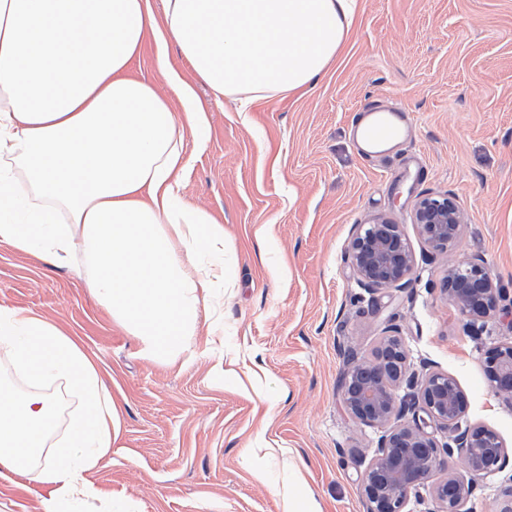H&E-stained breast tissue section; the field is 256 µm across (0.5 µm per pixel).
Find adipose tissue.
<instances>
[{
    "label": "adipose tissue",
    "mask_w": 512,
    "mask_h": 512,
    "mask_svg": "<svg viewBox=\"0 0 512 512\" xmlns=\"http://www.w3.org/2000/svg\"><path fill=\"white\" fill-rule=\"evenodd\" d=\"M0 0V245L59 262L81 245L86 285L156 363L186 355L224 276V229L178 192L179 119L204 121L193 81L268 99L314 86L357 0ZM174 41L191 79L167 78L183 116L130 76L146 36ZM0 359L34 391L0 385V471L46 489L42 512H82L120 427L96 362L67 332L0 307ZM60 380L78 400L57 434Z\"/></svg>",
    "instance_id": "adipose-tissue-1"
}]
</instances>
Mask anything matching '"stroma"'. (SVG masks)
I'll use <instances>...</instances> for the list:
<instances>
[{
  "mask_svg": "<svg viewBox=\"0 0 512 512\" xmlns=\"http://www.w3.org/2000/svg\"><path fill=\"white\" fill-rule=\"evenodd\" d=\"M168 68L190 73L175 43L147 39L134 73L170 98ZM194 90L206 127L185 139L180 193L223 226L233 285L217 291L189 359H145L86 287L81 257L59 266L0 245V307L79 339L118 404L119 436L95 482L129 512H284L299 468L321 512H365L361 475L382 431L349 416L338 381L345 349L371 356L385 334L346 258L354 226L376 218L400 225L415 256L410 286L379 297L411 361L455 378L468 420L512 451V396L490 390L484 361L512 342V315L476 338L443 293L449 267L471 257L512 289V0H358L314 88L246 109L205 84ZM373 99L409 112L421 169L393 178L361 157L348 116ZM424 194L463 211L446 252L412 221ZM249 448L268 482L243 466Z\"/></svg>",
  "mask_w": 512,
  "mask_h": 512,
  "instance_id": "35a3bbf8",
  "label": "stroma"
}]
</instances>
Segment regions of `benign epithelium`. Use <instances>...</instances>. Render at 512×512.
Returning <instances> with one entry per match:
<instances>
[{"label": "benign epithelium", "mask_w": 512, "mask_h": 512, "mask_svg": "<svg viewBox=\"0 0 512 512\" xmlns=\"http://www.w3.org/2000/svg\"><path fill=\"white\" fill-rule=\"evenodd\" d=\"M414 221L435 251H446L459 240L463 212L447 195L427 194L414 206ZM347 260L358 285L375 293L400 290L411 281L415 256L403 238L401 225L357 224L347 248ZM456 287L447 293L473 333L485 328L504 298L490 268L481 259H464L448 269ZM387 321L374 353H349L340 381L342 403L356 422L384 429L361 478L366 512H407L411 497L432 486V508L426 512H473L475 481L502 469L508 448L499 434L484 425L463 424L468 399L446 373L414 369L398 328ZM487 376L492 391L509 394L500 386L512 379V343L487 351ZM463 458L470 480L451 474L434 484L433 477L448 470V459Z\"/></svg>", "instance_id": "1"}]
</instances>
